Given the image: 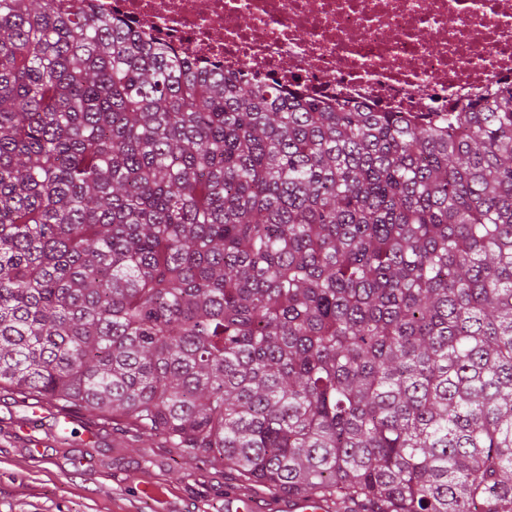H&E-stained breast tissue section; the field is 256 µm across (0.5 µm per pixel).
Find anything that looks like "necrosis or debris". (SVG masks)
<instances>
[{
	"label": "necrosis or debris",
	"mask_w": 512,
	"mask_h": 512,
	"mask_svg": "<svg viewBox=\"0 0 512 512\" xmlns=\"http://www.w3.org/2000/svg\"><path fill=\"white\" fill-rule=\"evenodd\" d=\"M194 65L368 112H461L512 87V0H83Z\"/></svg>",
	"instance_id": "obj_1"
}]
</instances>
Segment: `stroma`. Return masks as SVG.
I'll return each mask as SVG.
<instances>
[{
	"label": "stroma",
	"instance_id": "1",
	"mask_svg": "<svg viewBox=\"0 0 512 512\" xmlns=\"http://www.w3.org/2000/svg\"><path fill=\"white\" fill-rule=\"evenodd\" d=\"M55 413L0 390V512H225V499L240 491L224 466L152 441L128 443L80 409L60 430ZM89 426L97 442L87 441Z\"/></svg>",
	"mask_w": 512,
	"mask_h": 512
}]
</instances>
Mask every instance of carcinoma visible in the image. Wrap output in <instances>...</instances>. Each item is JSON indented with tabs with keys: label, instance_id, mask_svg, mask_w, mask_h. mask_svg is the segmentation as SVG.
I'll use <instances>...</instances> for the list:
<instances>
[{
	"label": "carcinoma",
	"instance_id": "carcinoma-1",
	"mask_svg": "<svg viewBox=\"0 0 512 512\" xmlns=\"http://www.w3.org/2000/svg\"><path fill=\"white\" fill-rule=\"evenodd\" d=\"M472 107L0 0V389L339 512H512V91Z\"/></svg>",
	"mask_w": 512,
	"mask_h": 512
}]
</instances>
